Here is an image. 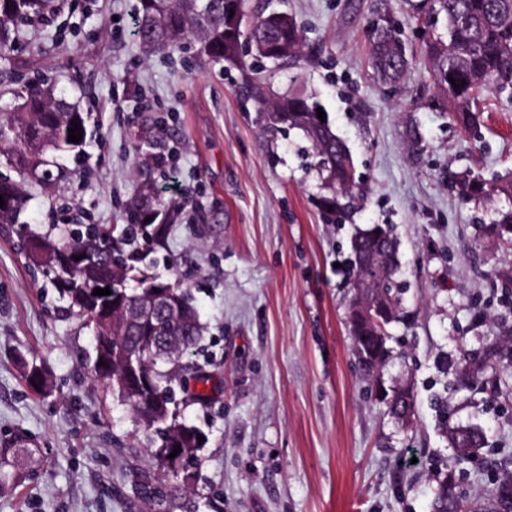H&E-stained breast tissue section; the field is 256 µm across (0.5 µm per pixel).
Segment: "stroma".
Instances as JSON below:
<instances>
[{
	"label": "stroma",
	"instance_id": "stroma-1",
	"mask_svg": "<svg viewBox=\"0 0 512 512\" xmlns=\"http://www.w3.org/2000/svg\"><path fill=\"white\" fill-rule=\"evenodd\" d=\"M293 15L303 55L253 70L272 96L300 92L349 146L364 195L347 217H325L310 142L271 135L245 73L164 57L136 38L139 0H67L58 18L24 29L12 57L40 66L89 116L81 157L63 178L25 179L32 234L56 224H123L136 187L154 182L174 203L162 244L137 270L180 280L204 326L181 365L213 376L207 402L184 396L186 422L209 436L189 488L156 507L138 482L158 471L146 431L92 371L93 330L34 277L16 238L0 232V438L21 432L40 450L31 480L0 494V512H430L435 476L452 469L469 497L512 474V390L456 391L460 357L512 342V304L492 266L512 246L486 232L495 207L452 191L449 174L512 172V100L487 91L477 129L432 106L417 26L421 0H248ZM400 23L414 52L404 83L369 76L368 22ZM424 140L414 153L406 137ZM372 224L400 241L404 316L388 327L384 382L411 378L416 421L398 427L352 351L344 286L349 239ZM50 389L33 391L24 363ZM486 434L457 464L444 424Z\"/></svg>",
	"mask_w": 512,
	"mask_h": 512
}]
</instances>
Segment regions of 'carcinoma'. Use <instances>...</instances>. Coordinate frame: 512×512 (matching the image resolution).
Returning a JSON list of instances; mask_svg holds the SVG:
<instances>
[{
  "mask_svg": "<svg viewBox=\"0 0 512 512\" xmlns=\"http://www.w3.org/2000/svg\"><path fill=\"white\" fill-rule=\"evenodd\" d=\"M241 8L235 23L227 13ZM429 10L444 14L446 36L424 42L423 53L428 74L439 91L450 92L454 125L471 130L480 122L479 102L483 90L493 84L512 96V0H430ZM61 12V0H0V60L8 66L0 70L3 93L18 99L10 112H0V131L8 133L13 148L0 157L19 171L20 175L49 174L50 154H78L87 138L88 114L71 102L54 84L39 80L14 91L11 57L12 43L19 29L35 21L44 22ZM272 9L254 14L245 0H140L136 36L139 47L149 53L170 55L184 49L191 40L200 43V57L227 68H246L239 53L241 43L265 46L269 53L263 58L288 63L302 51L303 39L297 21L279 25ZM371 47L370 63L377 82L396 86L406 77L410 56L401 31L395 27L368 28ZM456 84H451V81ZM242 96L258 104L264 129L273 134L287 126L303 132L311 143L316 158L315 167L322 179L325 193L318 197L325 213L343 212L350 200L363 194L357 184L338 193L342 182L340 163L345 142L336 141L331 126L316 118L317 104L308 97L293 93L269 98L266 84L258 79L246 81ZM79 124L82 138L68 141V128ZM453 191L465 202L482 205L495 195L508 197L509 206L494 210L488 230L512 245V179L489 182L471 172L450 175ZM0 224L11 227L17 245L28 263L56 289L66 308L84 316L95 332L93 371L106 381L126 402L136 421L154 433L150 440L152 454L163 467L171 468L182 457H198L205 442L198 440L202 431L179 420L173 399V384L186 385L179 374V360L199 343L203 327L187 291L180 282H167L172 306L161 308V317L180 320L187 339L173 343L170 355L156 353L158 331L152 321L140 320L135 308L148 300L146 286L159 282L157 277H145L141 287L130 289L127 281L134 263L140 260L135 248L124 254L112 237L114 229L107 224L69 225L33 235L21 221L29 199L23 183L0 176ZM170 207L160 197L155 186L143 184L137 190V201L126 228L128 244L142 242L146 247L159 242L167 224L155 223L160 211ZM385 267L383 277L363 289L369 303L382 302L391 308V321L399 318L402 292L394 277L399 267V243L390 224H373L357 230L350 239L349 259L356 253ZM109 288L111 294L98 296L94 289ZM386 327L376 329L366 339L352 336V346L366 375H371L391 357L387 346ZM484 366L462 359L455 381L459 387H469L478 380ZM27 382L35 391L48 389L44 371L31 365ZM389 412L399 425L406 416H414L415 395L411 383L400 381L389 391ZM448 444L460 460L468 459L484 447L483 431L474 425L458 424L445 428ZM180 453L170 458L176 448ZM39 448L23 435L0 440V491H12L34 475L33 463ZM431 512H512V474L499 481L484 497L470 498L457 492L455 472L448 470L437 477L433 488Z\"/></svg>",
  "mask_w": 512,
  "mask_h": 512,
  "instance_id": "1",
  "label": "carcinoma"
}]
</instances>
